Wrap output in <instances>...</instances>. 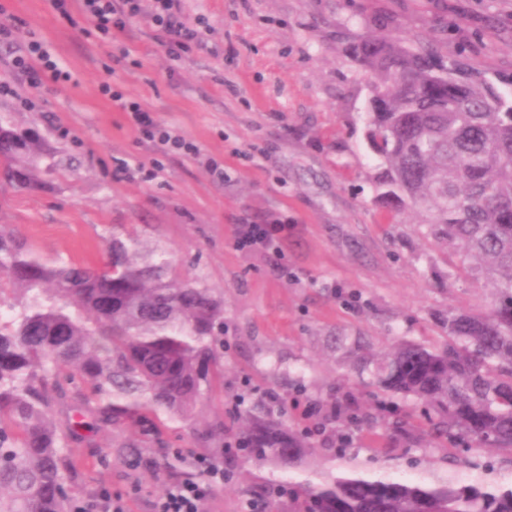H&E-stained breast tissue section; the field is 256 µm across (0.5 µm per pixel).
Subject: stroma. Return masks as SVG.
Returning <instances> with one entry per match:
<instances>
[{"mask_svg": "<svg viewBox=\"0 0 512 512\" xmlns=\"http://www.w3.org/2000/svg\"><path fill=\"white\" fill-rule=\"evenodd\" d=\"M0 6L1 19L50 42L76 76L0 97V119L36 132L48 151L30 186L0 182V233L48 261L92 266L118 235L167 253L169 278L198 281L224 302V389L195 410L223 438L201 441L178 421L164 443L127 450L94 430L72 449L73 499L107 493L128 512H154L175 480L170 463L193 472L198 457H223L238 412L273 394L286 400L288 427L306 415L327 422L299 478L352 466L369 477L512 479V460L492 448L482 453L492 469L476 470L462 450L424 439L384 446L372 435L384 412L353 365L358 346L439 344L449 313L488 309L493 290L423 241L413 211L376 203L364 139L370 76L350 51L368 33L396 30L496 82L512 74V0H178L202 47L169 57L144 13L121 35L131 58L117 65L112 41L86 39L53 0ZM105 81L198 154L155 151L101 96ZM214 161L223 176L211 173ZM283 221L288 237L276 248L239 247L242 225ZM233 459L208 512H249L252 477L271 476L246 450Z\"/></svg>", "mask_w": 512, "mask_h": 512, "instance_id": "obj_1", "label": "stroma"}]
</instances>
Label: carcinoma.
<instances>
[{
    "instance_id": "carcinoma-1",
    "label": "carcinoma",
    "mask_w": 512,
    "mask_h": 512,
    "mask_svg": "<svg viewBox=\"0 0 512 512\" xmlns=\"http://www.w3.org/2000/svg\"><path fill=\"white\" fill-rule=\"evenodd\" d=\"M372 75L365 139L378 158L376 200L421 215L424 236L455 251L458 267L494 287L487 312L450 313L444 342L405 341L366 359L369 386L425 406L429 433L452 448L512 456V102L464 61L428 45L369 36L353 48ZM39 139L0 123V178L26 184L15 159ZM171 261L112 237L99 268L48 264L0 234V512H71L70 448L97 427L157 440L188 421L203 390L224 386L223 302L192 280H162ZM79 380L67 392L60 379ZM240 448L294 470L308 433L266 406L243 414ZM293 512H512L509 482L371 478L346 469L280 488Z\"/></svg>"
}]
</instances>
